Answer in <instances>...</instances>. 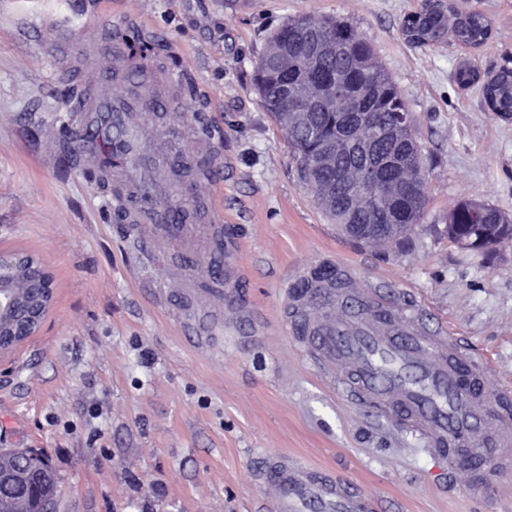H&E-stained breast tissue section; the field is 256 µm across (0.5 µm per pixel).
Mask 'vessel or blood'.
<instances>
[{
    "instance_id": "b4317fda",
    "label": "vessel or blood",
    "mask_w": 512,
    "mask_h": 512,
    "mask_svg": "<svg viewBox=\"0 0 512 512\" xmlns=\"http://www.w3.org/2000/svg\"><path fill=\"white\" fill-rule=\"evenodd\" d=\"M79 52L87 63L92 92L78 104L84 118L83 153L87 161L101 158V130L112 132L114 149L136 152L139 167L121 164L112 170L118 190L112 208L129 211L131 203H148L159 185L153 165L178 167L186 158L177 147L155 151L142 145L133 124L135 113L143 111L144 94L135 81L113 89L107 76L129 70L131 62L121 53L103 56L92 40H84ZM141 247L156 244L175 247L186 264H193L203 253H211L219 240V225L186 224L176 208L152 211L149 221L133 227ZM224 242L223 264L210 266L212 288L194 291L198 314L193 321L196 340L208 345L209 337L222 324L226 289L240 282V270L233 257L238 244ZM356 314H337L336 291L314 281L301 294L291 295L283 308V319L292 335L310 347V358L320 364L340 363L344 385L360 397L377 403L381 410L397 409L408 425L422 433L430 447H449L455 462L467 469L473 482L484 490L494 485L487 469L493 460L512 458L505 441L460 444L459 435H479L484 419L476 409L482 386L480 364L469 363L465 380H458L449 359L458 357L456 340L446 339L442 331L425 332L420 316L411 306L394 311L392 303L379 295H358ZM269 474L280 488L278 512H372L373 502L346 484L325 474L282 458H275Z\"/></svg>"
}]
</instances>
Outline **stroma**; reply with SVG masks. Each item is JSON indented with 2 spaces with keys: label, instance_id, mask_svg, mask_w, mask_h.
I'll return each instance as SVG.
<instances>
[{
  "label": "stroma",
  "instance_id": "stroma-1",
  "mask_svg": "<svg viewBox=\"0 0 512 512\" xmlns=\"http://www.w3.org/2000/svg\"><path fill=\"white\" fill-rule=\"evenodd\" d=\"M444 2L487 10L491 39L409 46L400 26L417 0H0V248L37 256L56 282L39 333L0 361V448L46 455L56 512H276L258 471L278 456L346 481L377 512H512V480L473 493L398 413L330 385L281 321V286L304 269L377 284L484 361V407L512 428V244L484 254L447 233L463 200L512 217V115L453 80L461 61L494 72L512 59V0ZM302 15L351 23L414 117L427 204L399 244L331 224L254 86L273 33ZM64 18L78 37L102 28L125 49L152 43L168 115L141 120L142 133L164 145L191 129L182 153L222 160L223 182L194 185L198 221L220 211L238 241L260 334L227 324L200 346L172 313L177 257L139 248L111 189L68 161L83 124L66 109L76 81L55 63ZM171 72L190 87L168 84Z\"/></svg>",
  "mask_w": 512,
  "mask_h": 512
}]
</instances>
